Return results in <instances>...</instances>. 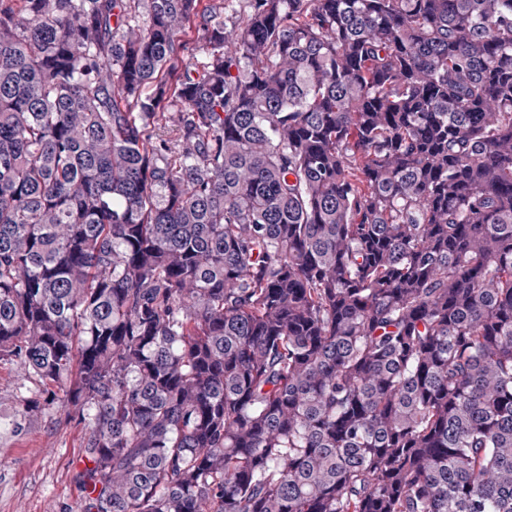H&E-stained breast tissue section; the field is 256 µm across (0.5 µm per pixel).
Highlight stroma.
<instances>
[{"instance_id":"35a3bbf8","label":"stroma","mask_w":512,"mask_h":512,"mask_svg":"<svg viewBox=\"0 0 512 512\" xmlns=\"http://www.w3.org/2000/svg\"><path fill=\"white\" fill-rule=\"evenodd\" d=\"M38 379L0 359V512H82L86 430Z\"/></svg>"}]
</instances>
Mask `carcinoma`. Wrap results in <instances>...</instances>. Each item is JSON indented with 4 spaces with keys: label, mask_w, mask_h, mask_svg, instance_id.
I'll return each instance as SVG.
<instances>
[{
    "label": "carcinoma",
    "mask_w": 512,
    "mask_h": 512,
    "mask_svg": "<svg viewBox=\"0 0 512 512\" xmlns=\"http://www.w3.org/2000/svg\"><path fill=\"white\" fill-rule=\"evenodd\" d=\"M199 5L0 0V359L83 512H512V0Z\"/></svg>",
    "instance_id": "carcinoma-1"
}]
</instances>
